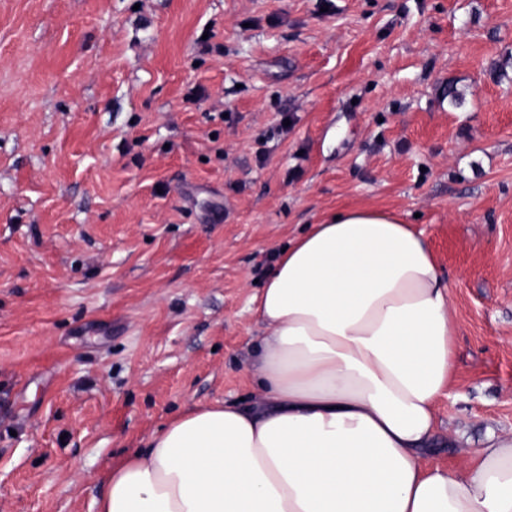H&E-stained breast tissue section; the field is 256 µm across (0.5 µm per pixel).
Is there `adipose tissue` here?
Returning <instances> with one entry per match:
<instances>
[{
    "mask_svg": "<svg viewBox=\"0 0 512 512\" xmlns=\"http://www.w3.org/2000/svg\"><path fill=\"white\" fill-rule=\"evenodd\" d=\"M248 406L172 417L113 464L98 512H512V431L429 464L459 328L436 256L395 211L289 241L258 302Z\"/></svg>",
    "mask_w": 512,
    "mask_h": 512,
    "instance_id": "ef3b65f1",
    "label": "adipose tissue"
}]
</instances>
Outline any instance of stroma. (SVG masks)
<instances>
[{"label": "stroma", "mask_w": 512, "mask_h": 512, "mask_svg": "<svg viewBox=\"0 0 512 512\" xmlns=\"http://www.w3.org/2000/svg\"><path fill=\"white\" fill-rule=\"evenodd\" d=\"M510 56L512 0H0V512H97L170 416L253 401L259 282L342 207L435 252L440 429L511 431Z\"/></svg>", "instance_id": "35a3bbf8"}]
</instances>
